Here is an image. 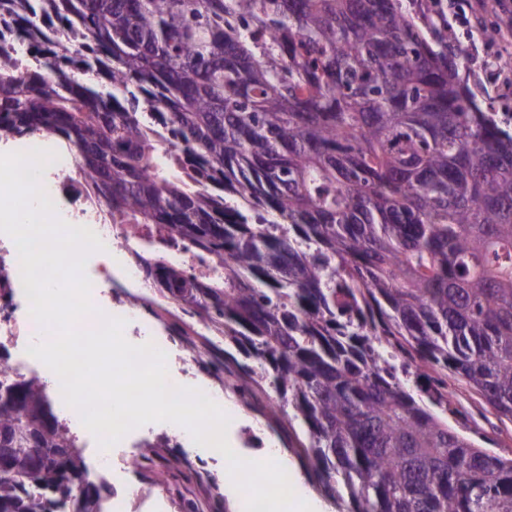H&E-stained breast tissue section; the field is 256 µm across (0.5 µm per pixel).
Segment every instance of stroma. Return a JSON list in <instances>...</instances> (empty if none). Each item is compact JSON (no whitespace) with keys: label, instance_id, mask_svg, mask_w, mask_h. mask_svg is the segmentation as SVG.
Here are the masks:
<instances>
[{"label":"stroma","instance_id":"obj_1","mask_svg":"<svg viewBox=\"0 0 512 512\" xmlns=\"http://www.w3.org/2000/svg\"><path fill=\"white\" fill-rule=\"evenodd\" d=\"M495 23L494 16H485L480 22L484 30L480 36L469 34L467 27L455 26L453 38L468 51V84L477 104L512 130V87L492 83L484 67L500 52ZM147 310L154 323V340L176 342L180 349V360L171 363L172 377L192 387L223 391L224 401L235 416L227 439L241 456L253 460L262 454H279L293 470L295 493L311 512H336L291 453L288 423L267 392L258 386L249 395L231 389L230 373L243 359L238 348L214 335L198 317L163 298H156ZM453 408L449 426L476 444L487 445L502 458L512 459V422L486 411L480 398L462 387L456 391ZM173 433L167 422L136 429L124 447L113 449L112 475L108 478L99 474L100 448L77 443L84 479L100 488L102 505H109L113 495L124 494L130 498L129 512H245L241 494L225 476L223 459L174 447L170 440ZM126 456L140 457L139 469H126L122 464Z\"/></svg>","mask_w":512,"mask_h":512}]
</instances>
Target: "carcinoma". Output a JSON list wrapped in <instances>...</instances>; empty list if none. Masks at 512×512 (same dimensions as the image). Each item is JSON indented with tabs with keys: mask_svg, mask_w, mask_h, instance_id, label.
<instances>
[{
	"mask_svg": "<svg viewBox=\"0 0 512 512\" xmlns=\"http://www.w3.org/2000/svg\"><path fill=\"white\" fill-rule=\"evenodd\" d=\"M0 136L58 137L145 279L266 383L347 512H512V460L448 425V377L512 421V133L408 0H0ZM112 90L98 89L88 78ZM215 262L200 276L165 257ZM425 381L418 393L399 373ZM34 379L0 397V512L80 492Z\"/></svg>",
	"mask_w": 512,
	"mask_h": 512,
	"instance_id": "1",
	"label": "carcinoma"
}]
</instances>
